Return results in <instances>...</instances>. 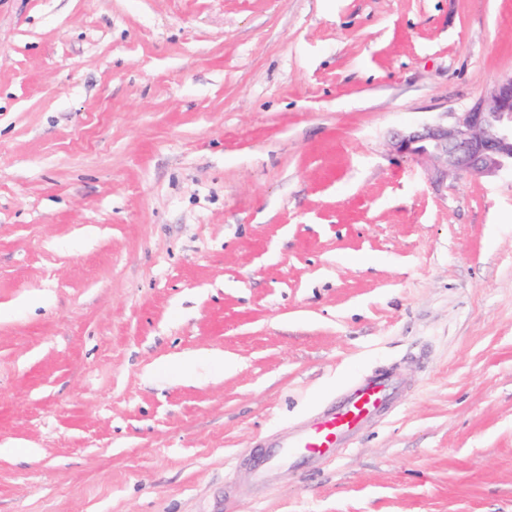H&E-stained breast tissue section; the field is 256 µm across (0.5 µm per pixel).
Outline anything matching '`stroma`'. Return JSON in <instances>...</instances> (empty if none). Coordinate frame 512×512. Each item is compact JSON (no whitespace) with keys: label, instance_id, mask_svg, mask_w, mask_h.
I'll use <instances>...</instances> for the list:
<instances>
[{"label":"stroma","instance_id":"stroma-1","mask_svg":"<svg viewBox=\"0 0 512 512\" xmlns=\"http://www.w3.org/2000/svg\"><path fill=\"white\" fill-rule=\"evenodd\" d=\"M509 76L512 0H0V512H512V176L390 147ZM400 386L394 370L366 375L287 435L266 441L264 447L250 452L236 468L243 465L250 481L260 487L287 463L299 461L316 469L343 449L351 448L370 423L387 417L392 395Z\"/></svg>","mask_w":512,"mask_h":512}]
</instances>
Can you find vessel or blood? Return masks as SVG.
<instances>
[{
    "label": "vessel or blood",
    "mask_w": 512,
    "mask_h": 512,
    "mask_svg": "<svg viewBox=\"0 0 512 512\" xmlns=\"http://www.w3.org/2000/svg\"><path fill=\"white\" fill-rule=\"evenodd\" d=\"M401 385L395 371H376L350 384L333 402L287 435L266 441L242 460L250 481L264 486L286 464L302 462L315 469L351 447L372 422L391 412L392 395Z\"/></svg>",
    "instance_id": "vessel-or-blood-1"
}]
</instances>
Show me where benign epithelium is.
Instances as JSON below:
<instances>
[{
    "label": "benign epithelium",
    "mask_w": 512,
    "mask_h": 512,
    "mask_svg": "<svg viewBox=\"0 0 512 512\" xmlns=\"http://www.w3.org/2000/svg\"><path fill=\"white\" fill-rule=\"evenodd\" d=\"M393 150L442 167L441 174L497 177L512 173V77L448 125H425L392 143Z\"/></svg>",
    "instance_id": "1"
}]
</instances>
